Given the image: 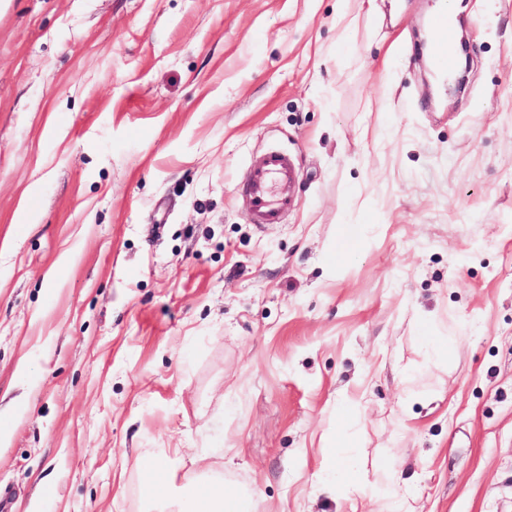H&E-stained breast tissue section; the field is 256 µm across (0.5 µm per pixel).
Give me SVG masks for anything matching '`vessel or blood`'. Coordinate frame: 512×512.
Masks as SVG:
<instances>
[{
    "label": "vessel or blood",
    "instance_id": "obj_1",
    "mask_svg": "<svg viewBox=\"0 0 512 512\" xmlns=\"http://www.w3.org/2000/svg\"><path fill=\"white\" fill-rule=\"evenodd\" d=\"M432 26L435 35L433 62L436 69L446 75L455 67L454 25L448 14L441 13L433 17ZM294 182L293 158L282 151L267 152L261 164L251 171L244 187L255 223H279L282 213L296 204Z\"/></svg>",
    "mask_w": 512,
    "mask_h": 512
}]
</instances>
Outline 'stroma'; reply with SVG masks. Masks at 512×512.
Masks as SVG:
<instances>
[{"label": "stroma", "instance_id": "stroma-1", "mask_svg": "<svg viewBox=\"0 0 512 512\" xmlns=\"http://www.w3.org/2000/svg\"><path fill=\"white\" fill-rule=\"evenodd\" d=\"M441 2L0 0L8 512H144L156 466L248 512H512V0H451L452 93ZM270 149L298 202L256 224ZM435 43L432 48L433 62L436 69L448 75L455 67L452 46L455 37L454 25L447 13L437 14L432 19Z\"/></svg>", "mask_w": 512, "mask_h": 512}]
</instances>
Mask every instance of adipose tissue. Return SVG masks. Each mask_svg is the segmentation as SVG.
<instances>
[{
  "instance_id": "adipose-tissue-1",
  "label": "adipose tissue",
  "mask_w": 512,
  "mask_h": 512,
  "mask_svg": "<svg viewBox=\"0 0 512 512\" xmlns=\"http://www.w3.org/2000/svg\"><path fill=\"white\" fill-rule=\"evenodd\" d=\"M141 496L148 504L162 505L163 512H183L188 502L196 512H238L240 506L238 495L227 493L223 481L201 484L187 480L178 485L166 468L160 469L158 478L143 482Z\"/></svg>"
}]
</instances>
